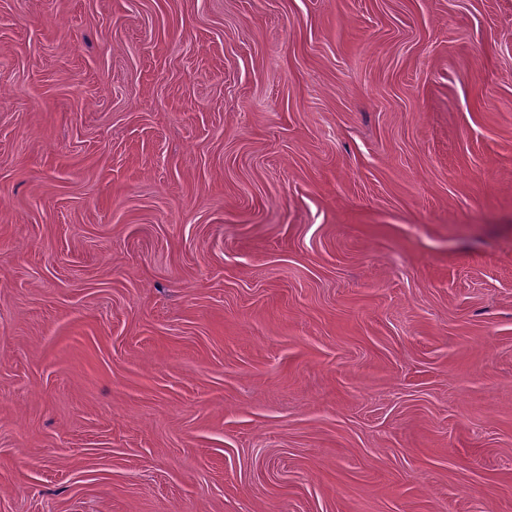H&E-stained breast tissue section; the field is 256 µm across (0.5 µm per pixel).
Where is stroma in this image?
Returning a JSON list of instances; mask_svg holds the SVG:
<instances>
[{"mask_svg":"<svg viewBox=\"0 0 512 512\" xmlns=\"http://www.w3.org/2000/svg\"><path fill=\"white\" fill-rule=\"evenodd\" d=\"M0 512H512V0H0Z\"/></svg>","mask_w":512,"mask_h":512,"instance_id":"1","label":"stroma"}]
</instances>
